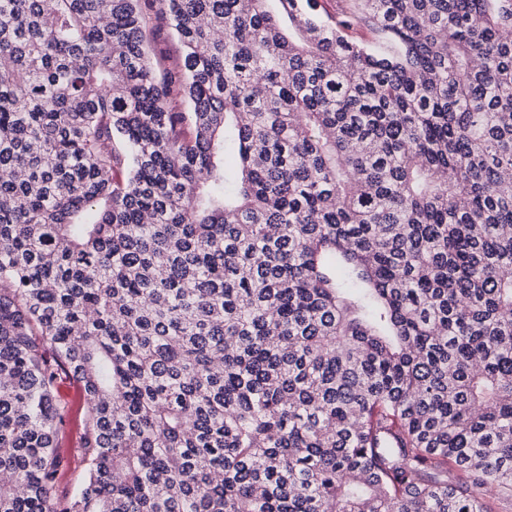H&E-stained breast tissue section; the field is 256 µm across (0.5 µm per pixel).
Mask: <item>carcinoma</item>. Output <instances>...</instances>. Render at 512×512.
I'll list each match as a JSON object with an SVG mask.
<instances>
[{
	"instance_id": "1",
	"label": "carcinoma",
	"mask_w": 512,
	"mask_h": 512,
	"mask_svg": "<svg viewBox=\"0 0 512 512\" xmlns=\"http://www.w3.org/2000/svg\"><path fill=\"white\" fill-rule=\"evenodd\" d=\"M361 17L395 50L348 40ZM490 492L512 500V0L333 24L319 0H0V512ZM146 41L151 58L161 60L166 69L178 70L181 64V53L177 39L169 30L147 31ZM58 396L68 401L70 405V417L66 419L62 433L67 445L73 447L82 432V391L77 383L65 377L58 388ZM83 480V472L80 468L73 466L61 478L58 479L53 487V495L56 498L71 496Z\"/></svg>"
}]
</instances>
